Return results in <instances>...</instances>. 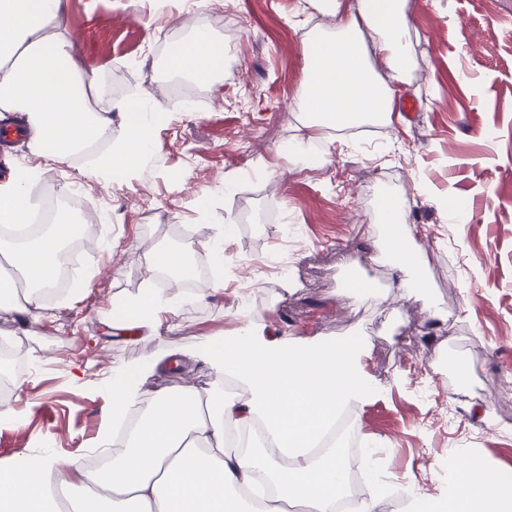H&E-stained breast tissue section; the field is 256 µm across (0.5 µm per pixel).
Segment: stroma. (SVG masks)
<instances>
[{
    "label": "stroma",
    "instance_id": "obj_1",
    "mask_svg": "<svg viewBox=\"0 0 512 512\" xmlns=\"http://www.w3.org/2000/svg\"><path fill=\"white\" fill-rule=\"evenodd\" d=\"M302 2L65 0L61 23L48 25L115 98L168 79V46L188 39V14L232 68L222 80L191 82L196 105L158 125L150 161L122 182L87 174L78 157L35 160L25 143L7 155L11 168L33 169L40 191L32 204L80 182L101 238L74 269L89 285L46 304L37 325L24 329L0 310V344L28 346L16 368L21 420L0 425V467L46 447L65 461L85 458L112 405L113 366L248 322L291 343L368 337L363 367L377 386L356 406V424L388 480L438 496L455 448L474 451L512 486V397H501L499 385L512 372V0H406L414 64L397 97L414 100L416 112L393 110L376 129H320L322 166L279 156L302 121L301 37L336 24L314 7L299 12ZM231 174L239 181L228 193ZM201 195L208 202L200 212ZM387 196L406 199L407 244L423 258L425 285L408 292L371 246ZM438 196L470 207L474 221H454ZM228 225L233 257L223 290L204 303L177 292L155 339L112 329L122 302L140 293L154 247L186 249L206 266L209 242ZM288 244L290 289L254 271ZM356 278L371 292L352 289ZM459 361L466 374L456 372ZM213 382L190 360L157 368L147 386L206 392Z\"/></svg>",
    "mask_w": 512,
    "mask_h": 512
}]
</instances>
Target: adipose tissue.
<instances>
[{"mask_svg":"<svg viewBox=\"0 0 512 512\" xmlns=\"http://www.w3.org/2000/svg\"><path fill=\"white\" fill-rule=\"evenodd\" d=\"M62 13L63 0H0V112L24 114L32 152L49 161L67 163L87 142L103 139L107 147L93 157L89 173L132 174L149 159L160 116L183 105L101 102L97 80L80 70L67 43L44 33ZM364 26L376 36L374 55L390 71L391 83L377 80L355 46ZM406 27L404 0H357L356 15L339 18L335 30L303 35L299 110L305 119L293 142L295 155L311 151L319 128L389 119L394 85L412 66ZM222 66L223 52L208 33L173 46L166 62L168 70L196 80L219 74ZM117 122L122 132L116 136ZM32 193L23 170L0 185L1 226L22 222ZM406 209V202L384 199L381 210L389 227L373 240L403 272L419 263L401 231ZM74 229L64 214L32 241L0 234V266L22 275L18 283L0 278V309L15 310L28 326L39 322L58 253ZM173 305L164 289L144 287L122 303L124 326L155 335ZM368 351L362 336L291 344L244 325L191 351L214 376L215 388L205 393L186 389L144 396L149 373L180 361L178 351L117 367L108 379L112 428L96 438L97 449L112 455L109 465L92 470L41 453L23 466L1 467L0 512H241L244 497L253 503L251 512H288L292 503L309 512H336L347 494L344 462L333 454L317 457L312 448L342 411L372 392L373 380L361 365ZM228 378L236 380L246 400L225 397ZM253 427L259 430L254 446L228 447L230 431ZM409 502L425 512H512V489L493 481L474 455H453L442 497L424 506L413 493Z\"/></svg>","mask_w":512,"mask_h":512,"instance_id":"obj_1","label":"adipose tissue"}]
</instances>
